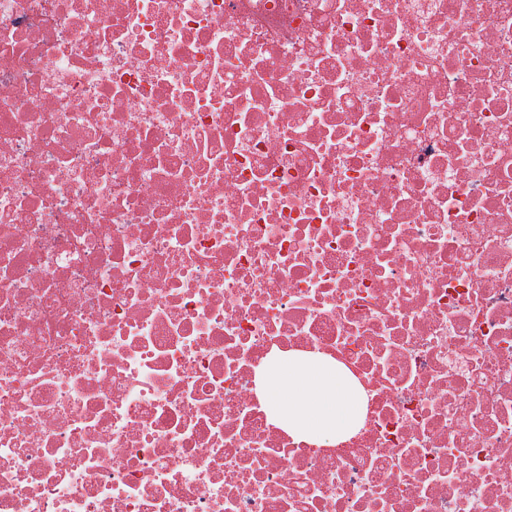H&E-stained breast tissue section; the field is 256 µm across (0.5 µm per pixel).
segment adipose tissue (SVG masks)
<instances>
[{
    "mask_svg": "<svg viewBox=\"0 0 512 512\" xmlns=\"http://www.w3.org/2000/svg\"><path fill=\"white\" fill-rule=\"evenodd\" d=\"M258 382L269 419L296 440L331 443L361 419L362 395L333 360L278 354L267 361Z\"/></svg>",
    "mask_w": 512,
    "mask_h": 512,
    "instance_id": "ef3b65f1",
    "label": "adipose tissue"
}]
</instances>
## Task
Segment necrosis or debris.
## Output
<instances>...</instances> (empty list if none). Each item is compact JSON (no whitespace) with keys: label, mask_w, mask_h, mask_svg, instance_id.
Returning <instances> with one entry per match:
<instances>
[{"label":"necrosis or debris","mask_w":512,"mask_h":512,"mask_svg":"<svg viewBox=\"0 0 512 512\" xmlns=\"http://www.w3.org/2000/svg\"><path fill=\"white\" fill-rule=\"evenodd\" d=\"M0 512H512V0H0ZM258 382L271 422L298 441L332 443L361 419L362 395L331 359L296 352L274 355Z\"/></svg>","instance_id":"4bbe7bcc"}]
</instances>
